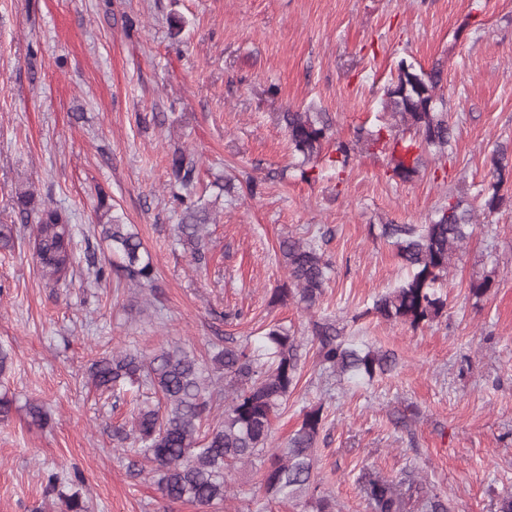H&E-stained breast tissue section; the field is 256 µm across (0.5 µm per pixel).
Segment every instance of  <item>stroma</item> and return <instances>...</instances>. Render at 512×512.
Returning <instances> with one entry per match:
<instances>
[{
	"mask_svg": "<svg viewBox=\"0 0 512 512\" xmlns=\"http://www.w3.org/2000/svg\"><path fill=\"white\" fill-rule=\"evenodd\" d=\"M182 29L173 32L171 19ZM443 71L441 92L456 141L445 161L425 155L412 180L387 154L355 142L391 124L381 101L400 59ZM321 113L333 140L355 143L337 171L301 175L282 113ZM512 143V0H0V224H17L0 249V348L13 364L0 394V512H59L49 474H73L91 512H199L162 498L152 465L113 429L127 402L89 379L115 349L150 354L179 345L207 359L213 342H245L279 324L304 336L327 318L344 335L394 353L373 382L324 373L316 347L300 349V379L273 420L285 447L303 410L323 408L315 475L336 512H371L362 470L410 474L448 512H499L512 492V176L506 202L479 217L441 290L448 306L411 329L367 312L404 276L381 224H426L477 191L496 144ZM199 160L210 220L207 263L177 244L182 211L168 171L175 152ZM236 178L224 193L225 178ZM30 189L77 227L78 257L108 261L100 202L131 225L155 267L154 289L87 267L44 279L14 200ZM315 240L332 264L313 311L273 302L287 282L279 243ZM489 279L483 297L472 282ZM48 420L33 423L30 402ZM237 496L213 512H310L269 504L260 473L234 475Z\"/></svg>",
	"mask_w": 512,
	"mask_h": 512,
	"instance_id": "stroma-1",
	"label": "stroma"
}]
</instances>
